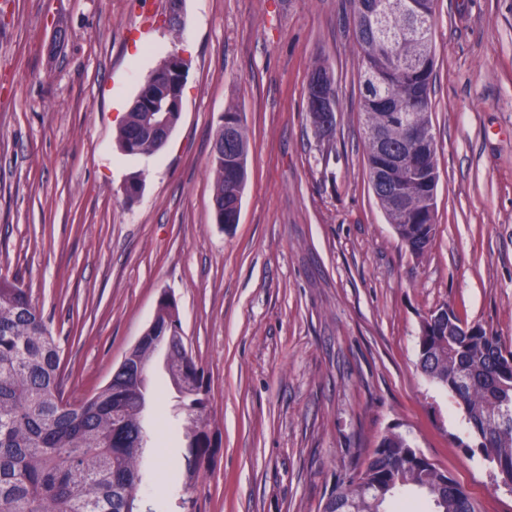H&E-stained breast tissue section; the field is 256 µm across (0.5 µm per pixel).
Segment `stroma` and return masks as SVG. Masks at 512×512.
<instances>
[{"instance_id":"obj_1","label":"stroma","mask_w":512,"mask_h":512,"mask_svg":"<svg viewBox=\"0 0 512 512\" xmlns=\"http://www.w3.org/2000/svg\"><path fill=\"white\" fill-rule=\"evenodd\" d=\"M0 0V273L18 278L57 339L69 401L107 384L176 301L209 379L211 459L185 485L187 423L155 398L145 500L167 512H322L351 458L388 431L447 470L478 512L512 487L471 453L465 413L417 367L439 307L512 348V0H438L430 120L438 223L400 242L368 178L352 0ZM190 61L183 112L150 157L116 132L144 76ZM336 81L332 136L305 91ZM248 134L238 223H216L215 132ZM139 176L143 192L122 187Z\"/></svg>"}]
</instances>
